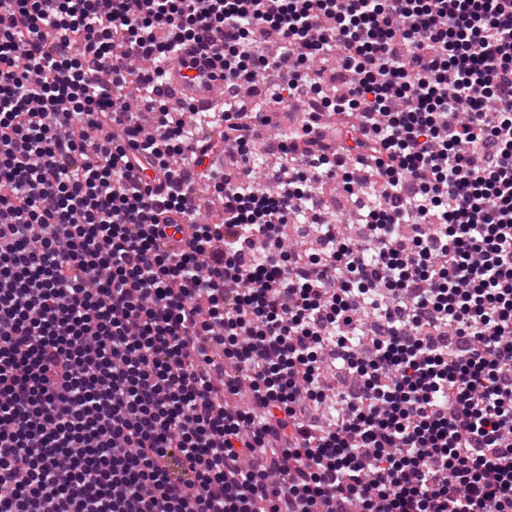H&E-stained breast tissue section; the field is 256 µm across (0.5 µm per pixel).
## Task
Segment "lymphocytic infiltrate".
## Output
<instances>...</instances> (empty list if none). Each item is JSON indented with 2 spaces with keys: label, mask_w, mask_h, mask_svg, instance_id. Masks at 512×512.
<instances>
[{
  "label": "lymphocytic infiltrate",
  "mask_w": 512,
  "mask_h": 512,
  "mask_svg": "<svg viewBox=\"0 0 512 512\" xmlns=\"http://www.w3.org/2000/svg\"><path fill=\"white\" fill-rule=\"evenodd\" d=\"M180 46L222 111L170 107ZM0 512H512V0H8Z\"/></svg>",
  "instance_id": "f902f5d3"
}]
</instances>
